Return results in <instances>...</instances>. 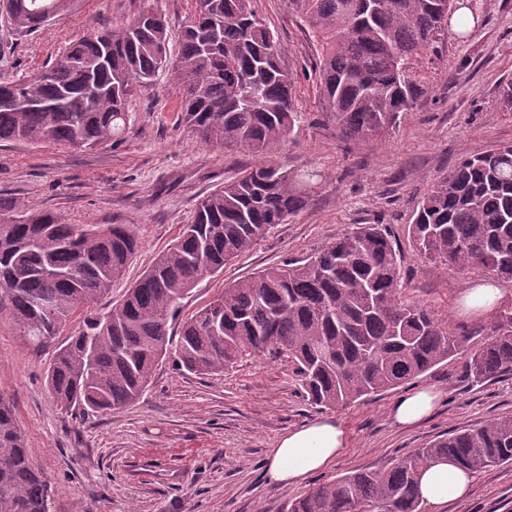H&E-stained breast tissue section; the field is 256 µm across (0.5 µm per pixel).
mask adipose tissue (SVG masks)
Masks as SVG:
<instances>
[{
	"label": "adipose tissue",
	"mask_w": 512,
	"mask_h": 512,
	"mask_svg": "<svg viewBox=\"0 0 512 512\" xmlns=\"http://www.w3.org/2000/svg\"><path fill=\"white\" fill-rule=\"evenodd\" d=\"M440 393L423 388L401 396L392 408L397 423L412 425L434 409ZM342 428L330 420L318 421L289 432L273 448L267 477L275 483L293 484L307 475L323 470L344 446ZM474 478L473 473L452 462L436 459L428 462L420 475V493L424 502L436 506L463 497Z\"/></svg>",
	"instance_id": "ef3b65f1"
}]
</instances>
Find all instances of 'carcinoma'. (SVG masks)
Returning a JSON list of instances; mask_svg holds the SVG:
<instances>
[{
  "label": "carcinoma",
  "instance_id": "1",
  "mask_svg": "<svg viewBox=\"0 0 512 512\" xmlns=\"http://www.w3.org/2000/svg\"><path fill=\"white\" fill-rule=\"evenodd\" d=\"M175 52L165 17L140 11L91 29L39 72L0 80V142L93 148L125 134L136 89L168 71L180 119L206 145L264 154L297 112L275 32L248 0H195ZM319 43V97L344 138L383 140L426 92L414 58L436 52L452 0H291ZM63 0H0L14 29L36 31ZM314 175L260 164L202 196L191 223L101 318L137 249L124 224L87 229L49 213L0 221V310L27 345L56 347L55 407L102 412L135 403L167 353L168 320L198 282L307 206ZM413 246L435 265L512 283V143L465 155L418 202ZM401 255L381 224H360L318 252L224 288L182 324L181 367L209 375L257 355L285 356L307 400L342 408L449 359L476 383L512 375V311L456 331L401 296ZM443 458L471 472L512 464V418L462 429L380 470L360 468L296 498L287 512H419V472ZM50 486L30 463L12 405L0 397V512H48Z\"/></svg>",
  "mask_w": 512,
  "mask_h": 512
}]
</instances>
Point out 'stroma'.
<instances>
[{"label": "stroma", "mask_w": 512, "mask_h": 512, "mask_svg": "<svg viewBox=\"0 0 512 512\" xmlns=\"http://www.w3.org/2000/svg\"><path fill=\"white\" fill-rule=\"evenodd\" d=\"M476 5L467 38L449 30L438 53L418 57L428 92L387 140L337 137L315 98L318 48L305 23L290 0H249L277 32L281 65L292 80L298 118L287 141L260 156L205 145L178 123L179 95L163 71L131 98L133 121L120 141L83 151L0 142V199L89 229L133 225L138 249L124 276L91 305L105 317L175 242L197 200L224 180L262 162L314 172L308 206L201 280L169 321L171 339L225 285L309 256L355 225L378 223L388 225L400 249L403 297L431 307L450 327L479 325L481 317L463 312L460 302L482 272L433 265L408 235L417 203L463 155L512 142V110L500 98L502 83L512 80V0ZM149 8L164 14L169 47L177 49L195 0H65L33 33L15 30L0 14V78L37 72L91 28ZM53 354L26 345L8 315L0 316V396L13 404L29 459L50 484L49 512H286L290 501L351 470L383 469L437 436L512 417V375L474 383L458 359L367 400L321 409L307 402L287 359L261 355L198 376L178 370L171 351L134 404L70 415L56 409L46 384ZM427 385L444 393L432 415L411 427L397 424L393 402ZM326 419L346 437L336 462L298 484L269 482L266 467L278 440ZM423 512H512V465L476 473L462 499Z\"/></svg>", "instance_id": "35a3bbf8"}]
</instances>
